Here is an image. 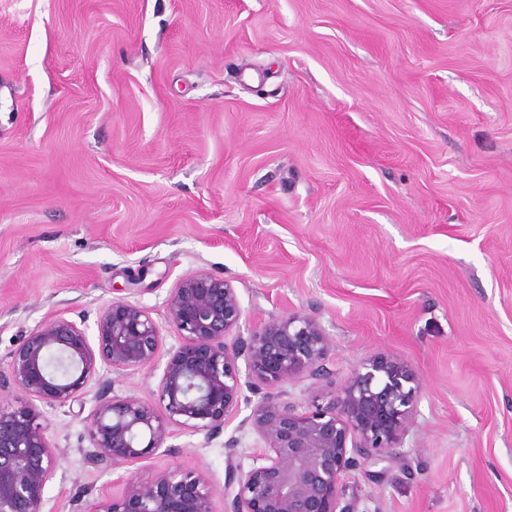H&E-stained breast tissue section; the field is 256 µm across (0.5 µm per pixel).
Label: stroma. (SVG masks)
Returning a JSON list of instances; mask_svg holds the SVG:
<instances>
[{
    "mask_svg": "<svg viewBox=\"0 0 512 512\" xmlns=\"http://www.w3.org/2000/svg\"><path fill=\"white\" fill-rule=\"evenodd\" d=\"M203 269L243 330L288 314L421 392L362 512H512V0H0V367L57 315L165 319ZM255 396L133 464L250 467ZM93 397L47 411L48 512L125 484L84 461Z\"/></svg>",
    "mask_w": 512,
    "mask_h": 512,
    "instance_id": "stroma-1",
    "label": "stroma"
}]
</instances>
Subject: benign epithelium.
<instances>
[{
    "instance_id": "benign-epithelium-1",
    "label": "benign epithelium",
    "mask_w": 512,
    "mask_h": 512,
    "mask_svg": "<svg viewBox=\"0 0 512 512\" xmlns=\"http://www.w3.org/2000/svg\"><path fill=\"white\" fill-rule=\"evenodd\" d=\"M243 317L231 282L199 270L180 279L166 299L175 335L168 349L150 312L122 299L100 313L93 340L63 316L23 337L0 370V512H45L44 491L57 463L40 423L46 409L94 393L84 456L97 470H115L155 455L175 427L210 443L238 410L245 388L259 395L245 423L262 446L246 472L235 452L228 453L224 512H360L359 500L347 495V478L400 458L419 378L404 362L375 355L330 398L324 392L333 375L326 365L330 339L317 319L289 314L243 336ZM159 364L156 398L108 396L104 373L134 374ZM303 373L318 393L300 412L272 390ZM18 392L23 399L13 398ZM121 479L122 498L94 501L85 512H215V490L203 470Z\"/></svg>"
}]
</instances>
